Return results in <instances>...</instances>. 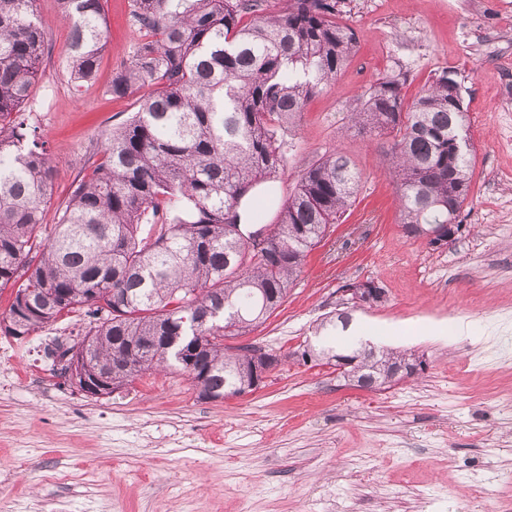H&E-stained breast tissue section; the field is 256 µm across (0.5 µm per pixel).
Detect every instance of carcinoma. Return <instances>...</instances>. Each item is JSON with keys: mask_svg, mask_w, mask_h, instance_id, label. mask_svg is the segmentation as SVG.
Segmentation results:
<instances>
[{"mask_svg": "<svg viewBox=\"0 0 512 512\" xmlns=\"http://www.w3.org/2000/svg\"><path fill=\"white\" fill-rule=\"evenodd\" d=\"M35 0H0V290L12 289L0 332L31 336L76 317L75 353L88 380L105 368L112 395L157 369L203 384L209 400L250 381L253 344L227 339L259 327L285 302L307 255L340 223L362 174L339 151L306 166L282 202L276 183L307 103L357 50L336 21L345 0H131L140 34L108 93L142 89L139 108L109 130L101 157L78 179L57 221L44 223L54 167L24 106L49 53ZM71 25L68 74L96 76L105 47L101 0H59ZM405 75L386 73L348 113L351 127L390 139L403 234L421 240L457 223L475 155L457 72L436 74L412 102ZM274 202L267 248L252 249L248 207ZM357 360L342 381L393 385L412 350L332 343L302 361Z\"/></svg>", "mask_w": 512, "mask_h": 512, "instance_id": "1", "label": "carcinoma"}]
</instances>
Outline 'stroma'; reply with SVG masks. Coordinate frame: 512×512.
I'll return each mask as SVG.
<instances>
[{"label":"stroma","instance_id":"1","mask_svg":"<svg viewBox=\"0 0 512 512\" xmlns=\"http://www.w3.org/2000/svg\"><path fill=\"white\" fill-rule=\"evenodd\" d=\"M130 0H103L106 48L95 82L67 70L70 29L56 0H36L48 30L27 110L56 168L46 223L69 197L104 133L138 109L105 93L138 32ZM339 21L358 48L308 104L277 184L325 152L362 173L352 206L305 261L284 304L248 341L282 357L261 389L199 399L176 372L89 397L44 354L71 318L17 340L0 334V512H512V0H345ZM453 68L476 150L463 231L435 250L399 226L387 138L348 128L381 74L406 72L413 100ZM385 288L352 311L367 340L425 355L426 371L389 389L338 385L332 368L290 359L336 312L346 282ZM470 321L469 335L444 332Z\"/></svg>","mask_w":512,"mask_h":512}]
</instances>
